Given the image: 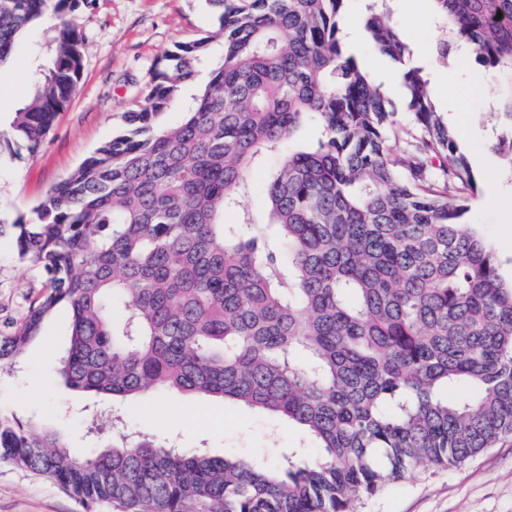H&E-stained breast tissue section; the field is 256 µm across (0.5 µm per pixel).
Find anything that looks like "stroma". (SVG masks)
I'll list each match as a JSON object with an SVG mask.
<instances>
[{"mask_svg":"<svg viewBox=\"0 0 512 512\" xmlns=\"http://www.w3.org/2000/svg\"><path fill=\"white\" fill-rule=\"evenodd\" d=\"M395 17L409 42L435 44L439 31L428 0H395ZM362 8L353 4L346 28L358 52L392 98L399 84L386 61L365 45ZM85 41L82 74L72 101L60 112L36 153L20 150L0 156V209L30 215L51 187L75 170L111 137L121 112L135 107L150 86L154 69L175 44L206 35L217 17L205 0H85L78 12ZM46 27L29 31L14 50L16 80L0 91V133L27 91V77L44 61ZM428 73L434 96L451 111L459 92H467V110L457 131L479 182L465 222L494 251L499 273L512 281V170L490 147L499 121L492 80L474 59L446 62L434 52L417 59ZM455 71L454 83L443 81ZM46 287L45 277L19 261L12 239H0V321L20 318ZM69 316L59 310L27 349L22 372L0 370V411L20 421L35 418L66 434L76 452L110 444L111 434L89 439L80 413L85 397L63 383H52V368L69 344ZM99 407L118 410L129 428L175 438L184 448H206L215 456L230 452L270 459L275 448L305 445L302 430L269 414L220 400L177 394H153L134 402L108 397ZM358 512H512V441L479 453L465 464L410 473L380 495L363 499ZM0 512H86L85 506L52 481L0 463Z\"/></svg>","mask_w":512,"mask_h":512,"instance_id":"stroma-1","label":"stroma"}]
</instances>
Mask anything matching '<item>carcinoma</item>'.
<instances>
[{
    "label": "carcinoma",
    "mask_w": 512,
    "mask_h": 512,
    "mask_svg": "<svg viewBox=\"0 0 512 512\" xmlns=\"http://www.w3.org/2000/svg\"><path fill=\"white\" fill-rule=\"evenodd\" d=\"M80 2L0 0V72L30 27L54 20L48 64L11 121L31 153L80 78ZM207 2L218 28L159 62L121 130L29 217L0 211V238L49 284L0 329V369L65 307L68 388L232 401L299 426L321 452L216 457L114 418L111 445L78 456L58 431L0 412V461L90 510L354 512L425 464L512 439V282L462 222L478 183L393 0H366L363 24L400 69L407 123L349 47L354 0ZM431 2L439 58L468 48L512 74V0ZM175 107L182 119L166 122ZM497 109L492 148L512 168V84ZM306 126L316 143L290 148ZM268 155L280 163L257 218L248 176ZM84 412L99 433L96 406Z\"/></svg>",
    "instance_id": "cac0c4a2"
}]
</instances>
